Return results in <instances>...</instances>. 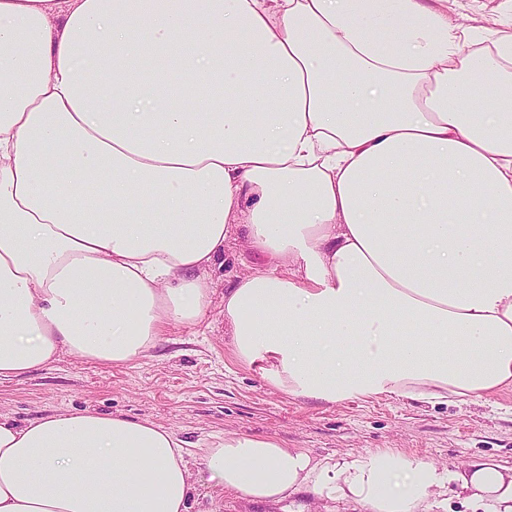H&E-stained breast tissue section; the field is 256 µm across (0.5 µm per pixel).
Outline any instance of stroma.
Segmentation results:
<instances>
[{
  "instance_id": "35a3bbf8",
  "label": "stroma",
  "mask_w": 512,
  "mask_h": 512,
  "mask_svg": "<svg viewBox=\"0 0 512 512\" xmlns=\"http://www.w3.org/2000/svg\"><path fill=\"white\" fill-rule=\"evenodd\" d=\"M448 18L483 38L512 28V0H448ZM261 264L241 235L209 271V314L199 326L168 327L145 358L88 362L62 353L50 367L0 383V414L24 424L58 412L150 420L193 448L213 434L274 436L316 458L379 449L456 469L474 458L512 467V389L446 405L391 396L328 404L275 391L239 363L224 338V293ZM188 512H306L314 499L258 503L221 492L193 464Z\"/></svg>"
}]
</instances>
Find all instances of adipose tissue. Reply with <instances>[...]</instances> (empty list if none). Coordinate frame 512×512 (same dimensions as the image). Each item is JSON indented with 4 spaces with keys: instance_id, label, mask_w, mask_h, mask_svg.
<instances>
[{
    "instance_id": "ef3b65f1",
    "label": "adipose tissue",
    "mask_w": 512,
    "mask_h": 512,
    "mask_svg": "<svg viewBox=\"0 0 512 512\" xmlns=\"http://www.w3.org/2000/svg\"><path fill=\"white\" fill-rule=\"evenodd\" d=\"M443 0H0V382L61 353L121 365L224 294L235 358L323 402L512 388V33ZM224 491L361 512L455 492L512 512V470L312 458L148 420L0 416V512H187Z\"/></svg>"
}]
</instances>
